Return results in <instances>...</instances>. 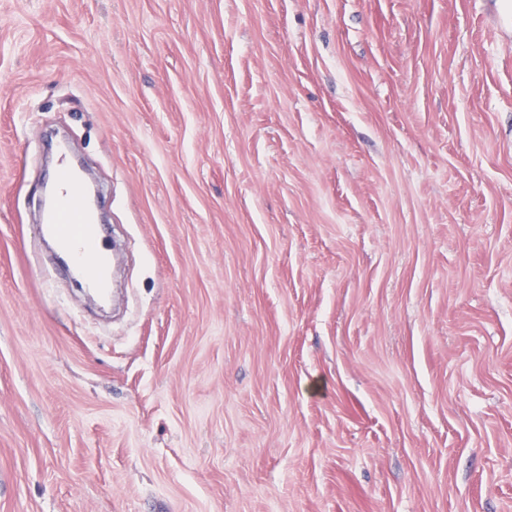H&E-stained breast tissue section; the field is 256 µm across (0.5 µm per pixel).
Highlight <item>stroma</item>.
I'll list each match as a JSON object with an SVG mask.
<instances>
[{
    "mask_svg": "<svg viewBox=\"0 0 512 512\" xmlns=\"http://www.w3.org/2000/svg\"><path fill=\"white\" fill-rule=\"evenodd\" d=\"M500 5L0 0V512H512ZM56 180L57 202L47 219V230L62 250L74 258L87 283L104 289L109 257L101 247L98 224L86 203L84 185L66 172Z\"/></svg>",
    "mask_w": 512,
    "mask_h": 512,
    "instance_id": "35a3bbf8",
    "label": "stroma"
}]
</instances>
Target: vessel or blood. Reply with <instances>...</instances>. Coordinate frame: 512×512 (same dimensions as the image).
<instances>
[{
  "label": "vessel or blood",
  "instance_id": "1",
  "mask_svg": "<svg viewBox=\"0 0 512 512\" xmlns=\"http://www.w3.org/2000/svg\"><path fill=\"white\" fill-rule=\"evenodd\" d=\"M57 184V202L47 219V230L74 258L90 286L106 288L109 257L101 246L95 216L86 203L84 185L66 172L58 175Z\"/></svg>",
  "mask_w": 512,
  "mask_h": 512
}]
</instances>
